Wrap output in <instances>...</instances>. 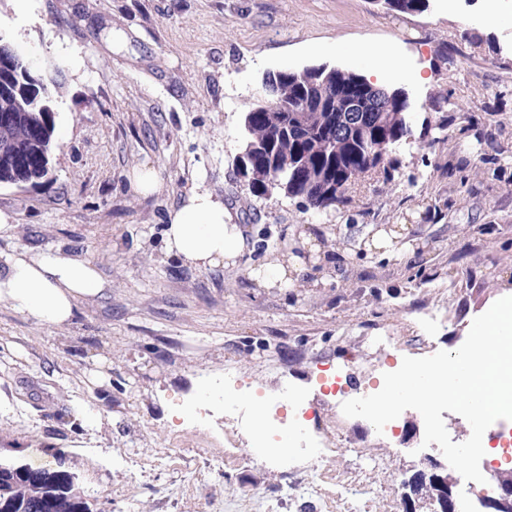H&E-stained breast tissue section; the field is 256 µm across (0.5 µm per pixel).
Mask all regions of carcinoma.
<instances>
[{"label":"carcinoma","instance_id":"cac0c4a2","mask_svg":"<svg viewBox=\"0 0 512 512\" xmlns=\"http://www.w3.org/2000/svg\"><path fill=\"white\" fill-rule=\"evenodd\" d=\"M397 13H421L429 0H380ZM28 60L10 37L0 32V123L9 132L10 144H0V174L3 178L27 179L33 183L48 177L46 157L53 147V105L58 94L54 84L32 82L24 73ZM370 85L363 75L327 65H312L301 71L280 70L276 80L263 85V97L244 113L248 120L246 139L257 146L250 160L253 181L249 189L268 196V187L288 185V196L300 198L313 209H325L342 201L345 194L366 175L388 172L389 154L411 137L407 95L386 90L383 102L390 111H361L359 126L342 133L343 113L337 100L367 98ZM448 489L455 480L445 470L423 474L405 482L408 496L437 498L438 480ZM9 488L26 504L24 512H52V504L39 501L28 478L15 476Z\"/></svg>","mask_w":512,"mask_h":512}]
</instances>
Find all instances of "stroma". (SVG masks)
<instances>
[{"label": "stroma", "instance_id": "stroma-1", "mask_svg": "<svg viewBox=\"0 0 512 512\" xmlns=\"http://www.w3.org/2000/svg\"><path fill=\"white\" fill-rule=\"evenodd\" d=\"M486 28L483 0H430L392 14L372 0H0V31L56 99L50 178L0 185V271L11 255L92 258L108 284L45 327L0 301V456L64 468L91 512H404L424 422L413 409L385 447L370 424L313 401L339 446L254 452L253 394L307 386L317 364L353 361L360 383L388 331L417 348L424 311L437 346L457 350L473 320L512 296V0ZM394 49L429 82L409 144L388 173L324 210L237 175L242 116L264 74L312 65L362 72V48ZM153 166L157 193L131 172ZM201 187L223 199L245 248L199 269L169 255L166 218ZM396 225L426 234L430 260L361 250ZM326 266L293 287L251 273L307 236ZM234 369L241 400L224 402Z\"/></svg>", "mask_w": 512, "mask_h": 512}]
</instances>
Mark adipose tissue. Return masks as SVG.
Here are the masks:
<instances>
[{
  "label": "adipose tissue",
  "instance_id": "adipose-tissue-1",
  "mask_svg": "<svg viewBox=\"0 0 512 512\" xmlns=\"http://www.w3.org/2000/svg\"><path fill=\"white\" fill-rule=\"evenodd\" d=\"M165 248L182 262L209 268L237 258L244 240L238 225L229 223L223 200L198 188L169 211ZM7 266L6 274L0 276V301L46 327L68 323L79 298L104 289L91 261L59 252L19 253L8 259Z\"/></svg>",
  "mask_w": 512,
  "mask_h": 512
}]
</instances>
